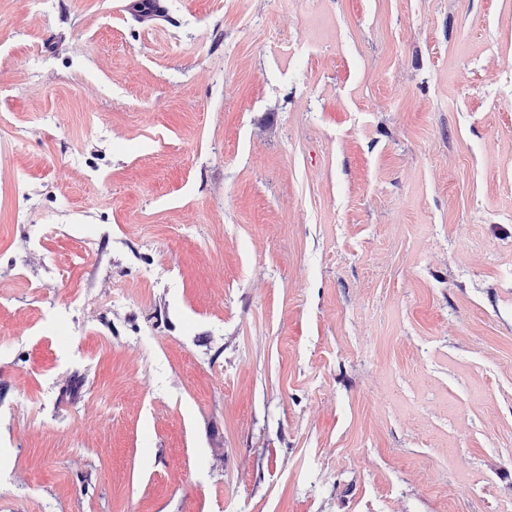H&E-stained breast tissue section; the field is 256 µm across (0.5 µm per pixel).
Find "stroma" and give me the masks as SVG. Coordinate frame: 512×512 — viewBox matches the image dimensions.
Returning a JSON list of instances; mask_svg holds the SVG:
<instances>
[{
	"instance_id": "35a3bbf8",
	"label": "stroma",
	"mask_w": 512,
	"mask_h": 512,
	"mask_svg": "<svg viewBox=\"0 0 512 512\" xmlns=\"http://www.w3.org/2000/svg\"><path fill=\"white\" fill-rule=\"evenodd\" d=\"M168 17L0 0V512H512V0Z\"/></svg>"
}]
</instances>
